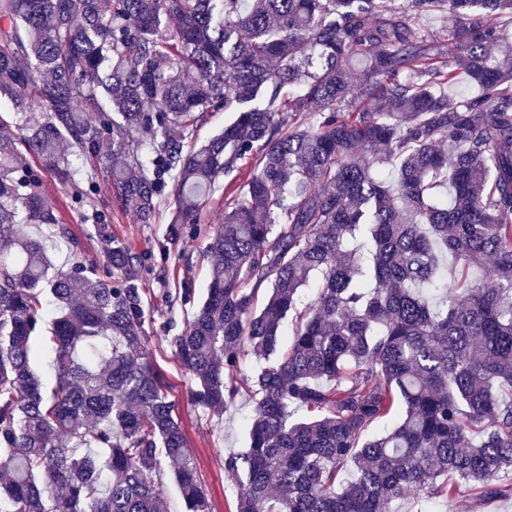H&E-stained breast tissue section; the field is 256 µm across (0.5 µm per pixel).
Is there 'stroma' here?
Returning a JSON list of instances; mask_svg holds the SVG:
<instances>
[{"label":"stroma","instance_id":"35a3bbf8","mask_svg":"<svg viewBox=\"0 0 512 512\" xmlns=\"http://www.w3.org/2000/svg\"><path fill=\"white\" fill-rule=\"evenodd\" d=\"M29 164L39 171L42 191L57 204L59 217L69 230L68 237L62 238L54 227L45 224L30 227L32 234L53 238L55 247L50 256L55 264L65 265L76 257L104 263L109 242L117 239L143 256V287L186 286L194 289L196 298L205 296L210 281V265L205 256L209 227L218 223L225 202L242 187V180L221 178L207 207L206 222L199 224L197 230H185L174 240L170 237L172 198H165L152 222L143 224L133 213L121 208L106 175H99L94 204L88 207L76 203L75 187L61 184L39 160L30 159ZM187 312V307L179 301L152 299L144 325L151 360L170 382L180 402L187 446L208 493L212 512H236L237 496L224 472V457L244 448L246 419L252 405L237 401L217 420L191 404L189 379L166 342L167 337L183 331Z\"/></svg>","mask_w":512,"mask_h":512}]
</instances>
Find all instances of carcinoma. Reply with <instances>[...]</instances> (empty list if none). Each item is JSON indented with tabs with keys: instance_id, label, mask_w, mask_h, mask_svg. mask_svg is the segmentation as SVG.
I'll return each instance as SVG.
<instances>
[{
	"instance_id": "obj_1",
	"label": "carcinoma",
	"mask_w": 512,
	"mask_h": 512,
	"mask_svg": "<svg viewBox=\"0 0 512 512\" xmlns=\"http://www.w3.org/2000/svg\"><path fill=\"white\" fill-rule=\"evenodd\" d=\"M394 2L0 0L19 115L0 136V512H168L170 470L186 512H211L151 362L142 257L114 240L108 276L54 265L27 226L65 229L27 155L63 184L109 174L142 224L173 182L176 236L251 161L206 296L179 289L196 308L167 337L196 407L254 403L224 457L237 512L512 497V0ZM462 83L478 93L448 94ZM234 116L233 112H224V110L209 112L204 123L195 132L194 138L197 144H203L213 135L220 133L225 125L232 122Z\"/></svg>"
}]
</instances>
